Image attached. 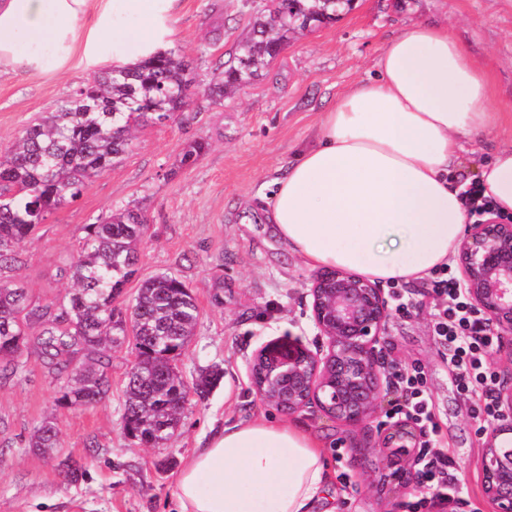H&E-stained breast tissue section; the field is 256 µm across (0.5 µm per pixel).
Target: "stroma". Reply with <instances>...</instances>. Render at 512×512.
I'll return each instance as SVG.
<instances>
[{
	"instance_id": "35a3bbf8",
	"label": "stroma",
	"mask_w": 512,
	"mask_h": 512,
	"mask_svg": "<svg viewBox=\"0 0 512 512\" xmlns=\"http://www.w3.org/2000/svg\"><path fill=\"white\" fill-rule=\"evenodd\" d=\"M267 0H181L173 47L191 65L198 93L189 110L166 124L132 129V146L93 179L75 201L40 224L24 246L18 276L31 307L62 302L71 282L65 262L84 225L137 205L148 218L136 274L124 287L132 300L147 279L162 273L191 289L200 315L176 368L186 384L205 371L221 377L206 397L188 394L183 424L164 447L152 448L123 428L125 384L135 355L131 343L114 347L100 404L58 406L60 384L36 353L0 382V512H175V479L184 462L224 426L254 417L281 420L257 398L248 361L267 341L292 336L313 343L308 290L313 267L294 255L265 219L273 182L312 142L321 112L351 85L375 79L388 36L404 26H447L492 78V108L512 114V0H355L339 20L293 35L280 55L250 84L216 103L208 95L214 70L249 35ZM96 75L71 59L62 69L0 77V145L8 146L42 112L68 99ZM207 149L188 166L183 148ZM512 144V123L474 139L462 155L463 176L475 179L494 145ZM394 361L425 375L441 448L463 487L462 512H495L483 489L485 418L456 385L433 336L429 298L386 327ZM322 443L337 512H392L419 489L388 480L382 454L351 455L362 432L310 409L294 416ZM52 423L57 448L29 445L35 428ZM86 464L79 481L69 462Z\"/></svg>"
}]
</instances>
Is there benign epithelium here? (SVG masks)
I'll return each mask as SVG.
<instances>
[{"mask_svg": "<svg viewBox=\"0 0 512 512\" xmlns=\"http://www.w3.org/2000/svg\"><path fill=\"white\" fill-rule=\"evenodd\" d=\"M467 297L490 319L499 336L512 335V224L489 217L469 225L458 253ZM311 315L317 341L311 347L283 336L261 346L249 361L257 397L294 414L317 408L349 427L371 422L385 401L397 365L386 356L385 326L392 314L384 291L355 273L329 268L312 280ZM496 422L486 430L484 492L496 512H512V364L498 372ZM419 437L403 420L368 429L365 444L386 451L390 476L415 482Z\"/></svg>", "mask_w": 512, "mask_h": 512, "instance_id": "1", "label": "benign epithelium"}]
</instances>
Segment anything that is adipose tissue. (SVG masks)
<instances>
[{
    "mask_svg": "<svg viewBox=\"0 0 512 512\" xmlns=\"http://www.w3.org/2000/svg\"><path fill=\"white\" fill-rule=\"evenodd\" d=\"M179 0H0V76L72 57L121 68L166 52ZM377 79L321 113L313 141L276 180L268 219L313 267L411 281L449 263L465 208L455 171L468 142L501 123L491 77L447 27L387 38ZM477 179L512 213V145ZM178 512H310L331 499L323 453L299 423L263 418L213 434L175 481Z\"/></svg>",
    "mask_w": 512,
    "mask_h": 512,
    "instance_id": "obj_1",
    "label": "adipose tissue"
}]
</instances>
